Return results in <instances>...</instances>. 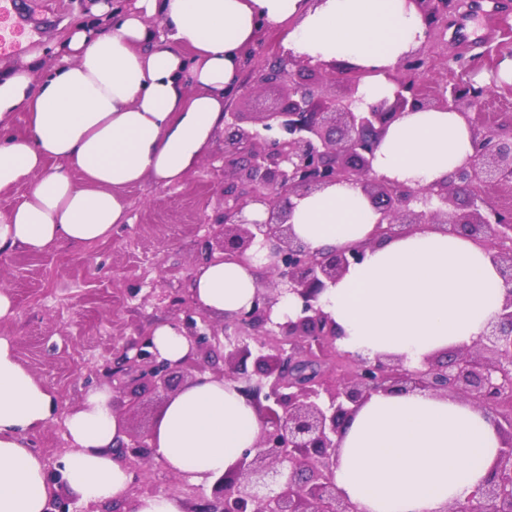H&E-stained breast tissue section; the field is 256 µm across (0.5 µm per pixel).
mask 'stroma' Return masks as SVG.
Here are the masks:
<instances>
[{
	"mask_svg": "<svg viewBox=\"0 0 512 512\" xmlns=\"http://www.w3.org/2000/svg\"><path fill=\"white\" fill-rule=\"evenodd\" d=\"M459 13V23L480 30L494 13L499 35L470 44L449 40L447 54L429 58L441 71L446 55L462 56L472 79L488 83L503 56L512 53V0H473ZM90 0H16L20 12H34L24 42L28 50L54 57L56 41L82 22ZM129 223L111 238L84 247L60 246L41 254L18 252L0 260V284L16 299L12 317L0 320V337L10 341L20 364L55 396L57 412L31 438L32 449L47 472L59 470L72 442L66 413L87 390L109 387L114 410L128 428L152 429L173 390L186 383L174 377L166 390L130 394L113 372L128 345L192 310L188 293L205 257L209 225L224 208V140L178 183L160 187L147 181L127 188ZM179 476L160 458L136 479L144 494L178 492L188 506L207 505L211 488H178Z\"/></svg>",
	"mask_w": 512,
	"mask_h": 512,
	"instance_id": "obj_1",
	"label": "stroma"
}]
</instances>
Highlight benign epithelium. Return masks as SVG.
Listing matches in <instances>:
<instances>
[{
    "mask_svg": "<svg viewBox=\"0 0 512 512\" xmlns=\"http://www.w3.org/2000/svg\"><path fill=\"white\" fill-rule=\"evenodd\" d=\"M425 24L423 44L405 54L389 72L392 96L363 103L368 71L354 66L348 92L327 96L336 61H311L281 48L262 65L253 48L240 53V69L257 73L250 86H233L227 98L248 96L256 111L224 113V212L213 229L207 259L215 255L244 263L252 248L267 249L250 310L212 324L188 313L174 321L193 352L224 351L227 383H235L252 361L258 379L253 404L262 420L254 447L212 481L210 512H355L336 489L338 439L350 416L373 395L415 390L469 400L489 414L501 448L477 503L446 512H512V289L496 318L471 347L445 362L431 357L410 368L394 357L372 359L339 349L335 321L320 297L359 263L365 246L314 249L294 232L290 219L296 201L329 186L356 184L375 208L372 243L416 228L462 235L491 253L506 283L512 284V207L490 195L495 187L512 190V114L489 120L483 112L497 81L480 94L462 91L463 77L434 89L420 79L440 26L448 25L447 0H407ZM307 77L293 81V71ZM286 83L281 98L266 103L261 87ZM457 113L475 135L474 154L444 179L412 187L379 176L375 153L390 124L405 112ZM288 295L298 302L295 317L273 319L274 307ZM133 357L115 374L131 389L166 388L173 374L203 368L193 356L171 363L154 351L151 335L134 346ZM117 444L118 460L144 470L153 456L149 438L126 432ZM59 492L49 512H72L61 473Z\"/></svg>",
    "mask_w": 512,
    "mask_h": 512,
    "instance_id": "1",
    "label": "benign epithelium"
}]
</instances>
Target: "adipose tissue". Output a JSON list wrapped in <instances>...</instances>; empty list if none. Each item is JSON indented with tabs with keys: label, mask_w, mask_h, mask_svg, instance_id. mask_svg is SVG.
<instances>
[{
	"label": "adipose tissue",
	"mask_w": 512,
	"mask_h": 512,
	"mask_svg": "<svg viewBox=\"0 0 512 512\" xmlns=\"http://www.w3.org/2000/svg\"><path fill=\"white\" fill-rule=\"evenodd\" d=\"M161 32H153L152 21ZM283 24L284 45L314 60L370 69L365 102L390 96L386 71L422 43L425 27L406 0H97L63 39L61 62L41 51L0 71V192L25 188L0 210V256L91 245L129 223L125 188L179 182L224 127L225 90L260 23ZM26 112L24 132L13 130ZM474 153L457 113L407 112L389 127L378 175L426 186ZM378 216L360 187L334 185L298 200L295 233L312 248L367 241ZM265 252L249 264L201 265L193 299L214 318L250 309ZM507 287L491 255L470 239L416 229L371 245L321 299L342 332L338 346L391 355L417 367L471 346L500 311ZM56 400L0 338V512H49L50 482L29 438ZM73 443L62 460L68 489L85 502L124 495L133 475L113 455L124 422L108 389L89 390L65 417ZM254 406L232 383L203 375L179 388L151 432L157 454L201 483L253 447ZM500 437L492 419L462 400L424 391L373 395L346 423L336 487L357 512H445L477 496Z\"/></svg>",
	"instance_id": "adipose-tissue-1"
}]
</instances>
